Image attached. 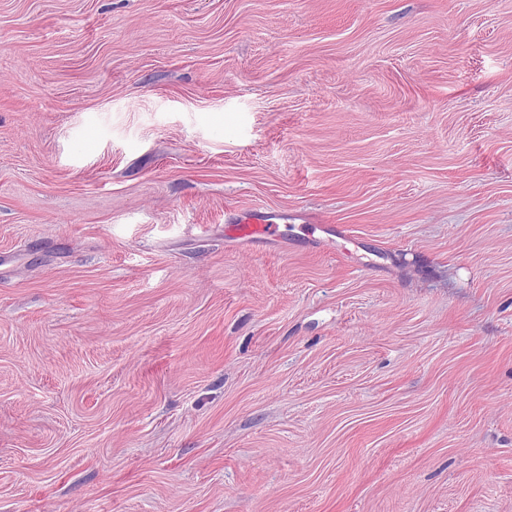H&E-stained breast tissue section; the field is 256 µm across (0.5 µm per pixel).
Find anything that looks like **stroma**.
Segmentation results:
<instances>
[{
    "label": "stroma",
    "instance_id": "1",
    "mask_svg": "<svg viewBox=\"0 0 512 512\" xmlns=\"http://www.w3.org/2000/svg\"><path fill=\"white\" fill-rule=\"evenodd\" d=\"M0 512H512V0H0ZM270 227L262 224L260 219L252 214L244 216L239 224L230 226L226 235L232 240L243 242H254L266 239L269 235Z\"/></svg>",
    "mask_w": 512,
    "mask_h": 512
}]
</instances>
